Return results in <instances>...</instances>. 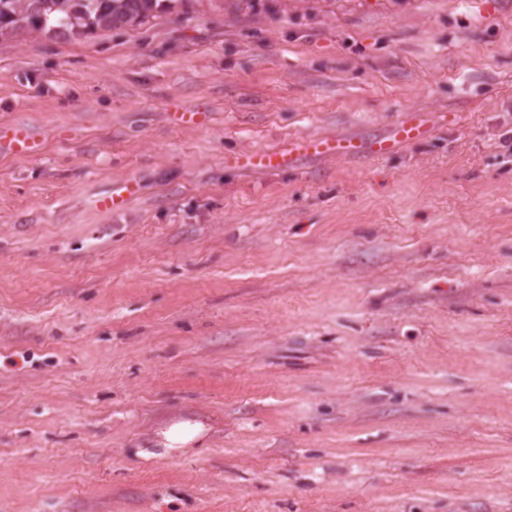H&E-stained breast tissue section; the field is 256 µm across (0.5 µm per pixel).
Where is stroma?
<instances>
[{
    "label": "stroma",
    "mask_w": 512,
    "mask_h": 512,
    "mask_svg": "<svg viewBox=\"0 0 512 512\" xmlns=\"http://www.w3.org/2000/svg\"><path fill=\"white\" fill-rule=\"evenodd\" d=\"M0 122L44 142L0 155V512H512V0L23 32ZM361 144L344 138H303L292 142L286 151L274 153H249L237 157L236 163L243 166L273 171L294 167L296 161L305 155H321L336 158L351 157L359 154ZM136 193L132 182H125L112 188V193L100 199V206L107 211L121 209L128 199ZM206 432L207 428L201 422L176 421L159 431L157 444L161 447L156 448H163V454L192 448L191 446L198 444Z\"/></svg>",
    "instance_id": "1"
}]
</instances>
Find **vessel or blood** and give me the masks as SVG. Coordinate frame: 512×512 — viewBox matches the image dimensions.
<instances>
[{
  "mask_svg": "<svg viewBox=\"0 0 512 512\" xmlns=\"http://www.w3.org/2000/svg\"><path fill=\"white\" fill-rule=\"evenodd\" d=\"M362 147L344 138H303L292 142L288 150L274 153H249L240 155L243 166L273 171L294 167L299 157L321 155L336 158L351 157L361 152ZM42 144L29 130L18 124H0V154H15L35 157L40 155ZM136 192L134 183L126 182L113 188L110 195L101 199L104 210L121 209Z\"/></svg>",
  "mask_w": 512,
  "mask_h": 512,
  "instance_id": "obj_1",
  "label": "vessel or blood"
}]
</instances>
